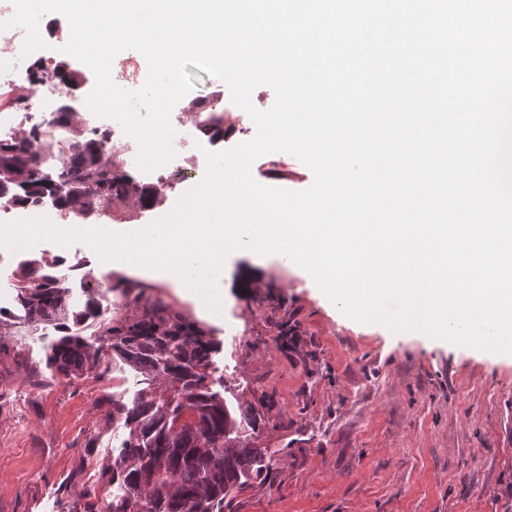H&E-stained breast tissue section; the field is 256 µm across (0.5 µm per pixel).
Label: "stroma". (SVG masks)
Here are the masks:
<instances>
[{
  "mask_svg": "<svg viewBox=\"0 0 512 512\" xmlns=\"http://www.w3.org/2000/svg\"><path fill=\"white\" fill-rule=\"evenodd\" d=\"M260 184L301 191L311 170L269 153ZM58 259L84 306L111 276L82 243L45 241L0 257V512H102V471L114 462L113 397L135 377L107 363L100 375L52 376L57 334L34 328L17 301L19 264ZM224 312L209 318L170 284L151 288L217 345V374L242 402L263 403V445L277 449L270 478L238 494L235 512H512V355L492 357L415 332L357 321L283 264L249 249L227 259Z\"/></svg>",
  "mask_w": 512,
  "mask_h": 512,
  "instance_id": "1",
  "label": "stroma"
}]
</instances>
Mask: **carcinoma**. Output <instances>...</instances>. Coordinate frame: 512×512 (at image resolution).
Returning <instances> with one entry per match:
<instances>
[{
  "instance_id": "cac0c4a2",
  "label": "carcinoma",
  "mask_w": 512,
  "mask_h": 512,
  "mask_svg": "<svg viewBox=\"0 0 512 512\" xmlns=\"http://www.w3.org/2000/svg\"><path fill=\"white\" fill-rule=\"evenodd\" d=\"M76 110L61 112L45 128H34L17 143H0V189L15 203L53 199L56 208L84 224L97 222L112 206L125 216L160 199L151 184L123 172L117 147L97 139ZM197 127L213 142L224 140V112L202 113ZM58 262L33 261L16 276L17 299L33 325L61 333L46 355V366L70 380L100 368L107 356L135 372L132 399L112 398V430L124 439L103 477L112 485V512H227L235 494L268 478L278 451L258 446L260 413L226 398L228 387L214 377L213 344L195 323L162 300L145 298V286L117 278L136 317L99 323L93 346L69 323L100 313L99 301L70 310ZM220 389H215V386Z\"/></svg>"
}]
</instances>
